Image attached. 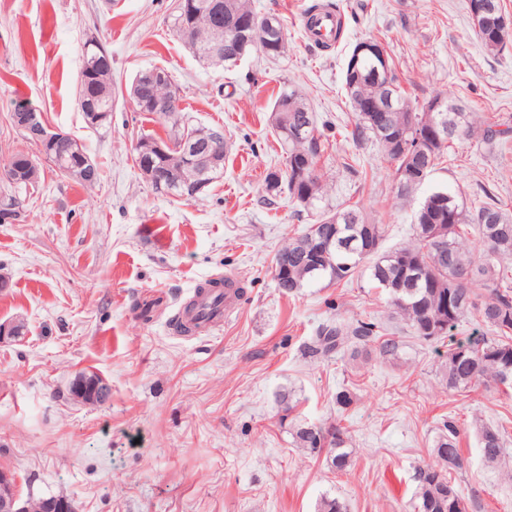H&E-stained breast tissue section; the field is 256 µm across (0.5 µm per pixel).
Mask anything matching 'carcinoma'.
I'll list each match as a JSON object with an SVG mask.
<instances>
[{"label": "carcinoma", "instance_id": "cac0c4a2", "mask_svg": "<svg viewBox=\"0 0 512 512\" xmlns=\"http://www.w3.org/2000/svg\"><path fill=\"white\" fill-rule=\"evenodd\" d=\"M253 20L259 27L270 25L269 41L255 47L241 48L234 42L239 20ZM482 45L499 51L512 39V26L489 30L480 21H472ZM170 28L192 51L198 61L207 65H234L256 50L269 58L285 51L284 30L275 15H258L249 0H177ZM83 66L76 86L80 112L112 114L115 92L112 91V53L100 52L97 41L89 40L82 48ZM350 52L344 69V86L355 112L352 139L357 143L374 141L382 146L386 157L395 165L397 197L409 195L435 169L438 161L454 140L450 135L439 141L429 137L438 113L427 111L428 103L414 108L396 81L393 60L367 57L354 63ZM390 78H384V74ZM130 100L139 111L157 114L170 123L168 141L177 144L191 136L207 147L197 167L189 169L170 163L168 156L154 153L155 166L169 168L170 181L183 185L188 181L213 184L222 175L221 164L211 165L212 149L206 140L212 134L224 135L216 127L191 125L184 120L179 88L174 79L154 85H131ZM395 102V111L377 112V104L386 98ZM271 112L282 119L305 116L309 128L298 134L293 125L271 123L286 154L285 170L271 171L265 176L267 198L288 192L306 209L316 207L323 192L318 163L326 150V141L316 134L313 113L296 90L283 92L273 103ZM457 123L460 134L471 131L475 116L462 106L447 113ZM411 142L413 151L402 152L401 143ZM49 160L64 176L67 169L80 165L71 139H59ZM436 190L429 194L416 212L414 239L388 253H379L384 237L381 224L368 222L356 208L322 209L307 231L290 240L276 254L282 258L275 269L277 285L285 293L327 278L341 282L362 263H368L370 280L390 297L393 313L423 340L439 339L457 328L467 315L475 312L491 336L472 333L443 356V380L451 391L466 390L478 384L512 385V285L507 282L500 259L512 255V219L499 207L495 194L484 191L486 202L476 211L466 212L453 198L442 206L435 205ZM23 202L10 194L0 200V223L18 221ZM476 230L479 246L469 247L470 239L462 227ZM378 343L381 355H394L397 342L383 339L373 322L323 324L307 344L310 357H328L340 352L349 339ZM297 447L311 454L329 453L331 467L345 470L351 461L346 437L339 424L329 426L302 425L295 432ZM505 433L494 426L479 431L482 457L497 464L505 453ZM435 465L417 470L418 512H466L460 490L448 478L451 470L461 469L464 460L459 448V429L454 420L443 422L442 433L435 443Z\"/></svg>", "mask_w": 512, "mask_h": 512}]
</instances>
